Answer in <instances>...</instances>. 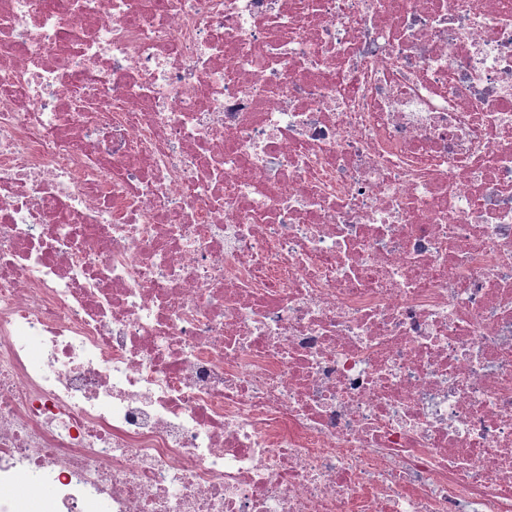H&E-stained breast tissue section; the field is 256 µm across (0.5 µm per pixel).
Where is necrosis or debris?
<instances>
[{
	"mask_svg": "<svg viewBox=\"0 0 512 512\" xmlns=\"http://www.w3.org/2000/svg\"><path fill=\"white\" fill-rule=\"evenodd\" d=\"M512 512V0H0V512Z\"/></svg>",
	"mask_w": 512,
	"mask_h": 512,
	"instance_id": "1",
	"label": "necrosis or debris"
}]
</instances>
